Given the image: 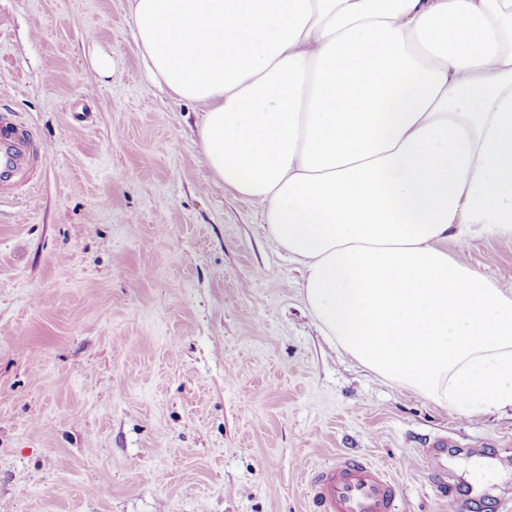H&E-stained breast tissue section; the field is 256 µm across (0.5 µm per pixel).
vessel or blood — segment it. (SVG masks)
<instances>
[{
    "label": "vessel or blood",
    "instance_id": "vessel-or-blood-1",
    "mask_svg": "<svg viewBox=\"0 0 512 512\" xmlns=\"http://www.w3.org/2000/svg\"><path fill=\"white\" fill-rule=\"evenodd\" d=\"M38 146L27 127L0 112V201L33 182ZM317 512H395L397 490L382 470L360 459L343 458L320 471L309 486Z\"/></svg>",
    "mask_w": 512,
    "mask_h": 512
}]
</instances>
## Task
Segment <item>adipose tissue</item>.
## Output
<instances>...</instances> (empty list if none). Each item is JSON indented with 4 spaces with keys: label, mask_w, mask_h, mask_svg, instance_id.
Masks as SVG:
<instances>
[{
    "label": "adipose tissue",
    "mask_w": 512,
    "mask_h": 512,
    "mask_svg": "<svg viewBox=\"0 0 512 512\" xmlns=\"http://www.w3.org/2000/svg\"><path fill=\"white\" fill-rule=\"evenodd\" d=\"M322 336L462 413L512 409V291L440 242L512 236V0H132Z\"/></svg>",
    "instance_id": "ef3b65f1"
}]
</instances>
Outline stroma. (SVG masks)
<instances>
[{
  "label": "stroma",
  "instance_id": "stroma-1",
  "mask_svg": "<svg viewBox=\"0 0 512 512\" xmlns=\"http://www.w3.org/2000/svg\"><path fill=\"white\" fill-rule=\"evenodd\" d=\"M2 109L48 159L0 202V512H314L339 457L385 469L396 512H448L446 481L512 512L489 494L512 411L438 406L320 336L261 204L215 183L202 105L149 81L130 0H0ZM441 247L512 289L511 236Z\"/></svg>",
  "mask_w": 512,
  "mask_h": 512
}]
</instances>
